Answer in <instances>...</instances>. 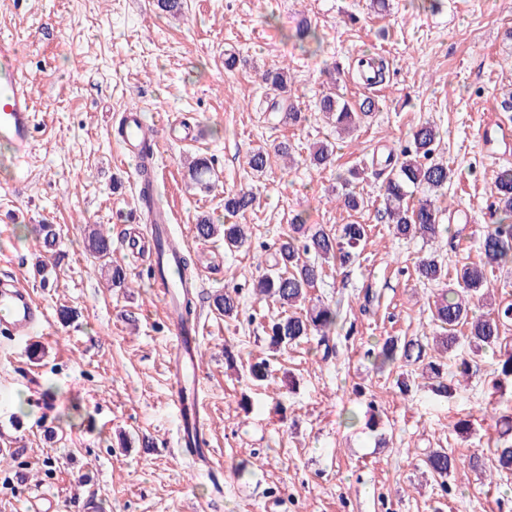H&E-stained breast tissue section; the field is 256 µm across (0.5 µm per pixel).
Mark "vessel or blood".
Returning a JSON list of instances; mask_svg holds the SVG:
<instances>
[{
	"label": "vessel or blood",
	"mask_w": 512,
	"mask_h": 512,
	"mask_svg": "<svg viewBox=\"0 0 512 512\" xmlns=\"http://www.w3.org/2000/svg\"><path fill=\"white\" fill-rule=\"evenodd\" d=\"M17 57L18 49L13 41L0 39V140L10 145V161L15 165L24 162L34 150L36 120L34 91ZM478 133L482 140L507 144L512 142V122L499 117L481 125ZM115 135L122 154L133 158L142 170L154 159L160 137L187 145L198 140L194 129L175 117L160 124L156 133H149L144 115L137 108L122 113ZM140 216L152 224L151 237L131 232L122 236L121 245L145 254L150 261L153 286L164 301L167 330L173 342L168 370L177 414L176 443L183 455L207 467L212 452L206 440V410L197 393L187 389L188 381L198 376L200 327L196 320L186 317L182 298L187 290L173 277L185 247L169 235L170 217L165 210L146 206ZM44 318L43 308L25 285L6 277L0 279V334L31 335Z\"/></svg>",
	"instance_id": "obj_1"
}]
</instances>
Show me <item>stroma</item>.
Listing matches in <instances>:
<instances>
[{
  "label": "stroma",
  "instance_id": "stroma-1",
  "mask_svg": "<svg viewBox=\"0 0 512 512\" xmlns=\"http://www.w3.org/2000/svg\"><path fill=\"white\" fill-rule=\"evenodd\" d=\"M305 20L320 50L296 40ZM0 37L18 44L38 121L32 156L0 168V273L23 281L49 317L46 334L0 335V445H17L13 466L0 467V512H31L39 490L58 512H83L90 495L99 512H512V476L492 481L466 464L492 446L497 417L512 411V383L502 394L493 388L491 354L478 356L479 371L452 400L438 397L417 365L380 373L368 354L387 337L437 334L428 305L439 286L419 279L417 261L434 252L452 271L479 262L481 238L499 219L491 192L497 172L512 168V147L487 152L477 131L512 90V0H441L435 10L427 0H386L382 9L373 0H184L178 15L154 0H0ZM372 54L388 72L367 86L354 66ZM278 65L289 69L299 123L272 111L274 93L259 80ZM329 91L373 98L376 108L338 137L315 108ZM127 107L141 108L152 127L174 113L201 130L194 146L160 140L155 180L197 268V389L223 473L218 490L176 449L163 306L145 263L118 242L140 212L136 165L109 135ZM426 122L438 126L436 156L453 174L442 205L471 217L435 245L395 235L378 196L379 161ZM282 142L295 167L249 168L250 152ZM321 142L333 148L334 167L308 163ZM195 156L213 167L211 189L191 183L185 162ZM349 168L363 172L357 212L335 195L337 171ZM245 187L257 197L234 218L246 243L229 251L222 237H198V220L223 223L225 194ZM298 213L331 231L370 228L356 263L326 265L308 292L340 310L328 355L312 340L270 349L265 331L281 308L252 290ZM38 224L60 232L61 259L43 276ZM93 225L113 238L112 259L130 287L107 286L87 246ZM227 288L238 294L233 318L212 304ZM64 306L73 311L67 323ZM228 345L236 364L224 359ZM250 357L267 359V381H251ZM350 409L383 413L381 432L347 427ZM431 448L460 461L449 493L423 467ZM243 459L251 467L240 477Z\"/></svg>",
  "mask_w": 512,
  "mask_h": 512
}]
</instances>
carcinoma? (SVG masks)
I'll use <instances>...</instances> for the list:
<instances>
[{
  "label": "carcinoma",
  "instance_id": "carcinoma-1",
  "mask_svg": "<svg viewBox=\"0 0 512 512\" xmlns=\"http://www.w3.org/2000/svg\"><path fill=\"white\" fill-rule=\"evenodd\" d=\"M264 84L274 90L287 87L288 79L282 68H269L261 74ZM374 101L365 99L352 103L334 93L322 96L319 111L327 122L338 132H348L358 126L364 117L373 111ZM439 144V132L430 123L416 127L412 133V146L404 149L400 156H388L386 166L390 167L387 177L380 186L387 223L393 226L395 234L404 237L420 236L426 241L440 242L448 234V227L441 224L439 197L450 180L448 166L434 158ZM290 158L289 148L279 145L274 153L257 151L248 157V166L263 172L272 166V159ZM311 164L327 166L332 164L333 151L326 145L316 147L309 155ZM193 181L203 186L205 176L211 173L207 160L199 158L190 166ZM360 175L359 170H348L337 175L341 185L340 202L351 211H358L364 205L363 197L353 187V180ZM425 187L430 195L409 204V189ZM495 210L500 212L498 222L492 225L481 240L482 263L463 265L456 270L459 289H441L431 308V321L441 330L433 337L436 350L447 353L456 359V374L466 377L479 368L476 361L467 358L462 344L474 353L492 351L495 354L493 374L497 380L512 379V352L502 348L501 329L512 320V304L498 305L479 316H471V304L482 301L489 292L487 289V269H500L512 265V168L502 169L495 177L492 189ZM256 197L250 190L240 189L224 196V211L234 216L254 206ZM195 231L202 238L223 235L224 245L238 248L247 240L245 228L241 224H212L203 218L195 225ZM368 235L365 224H345L332 234L321 227L306 224L305 218L297 214L289 224L288 236L276 250L277 259L271 271L260 276L256 283L255 295L259 300H272L282 306H294L307 299L308 288L322 275V267L301 260L310 252L328 262H336L340 267L350 266L359 257L358 249ZM59 232L53 224H41L36 229L35 239L40 251L47 260L56 259L55 247ZM88 247L96 258L103 261L102 270L107 273V283L111 288H121L127 279L126 270L110 261L112 243L108 235L93 228L88 234ZM419 278L443 283L448 280V268L436 257L420 259L416 266ZM215 308L231 318L238 312V302L231 292L226 291L214 297ZM339 310L329 305L312 304L305 311L292 313L273 321L268 326V346L280 349L311 336H318L317 346L324 347L323 358H328V337L336 329ZM373 365L378 371L393 367L398 361L422 365L428 378L436 381V395L448 398L453 395V379L448 377V365L432 359L427 354L426 345L419 339L403 343L388 337L376 345L373 351ZM427 470L441 481L458 466V459L446 448H434L424 457ZM468 465L474 470L490 468L500 476L512 475V439L505 432L496 440L489 456L473 454Z\"/></svg>",
  "mask_w": 512,
  "mask_h": 512
}]
</instances>
